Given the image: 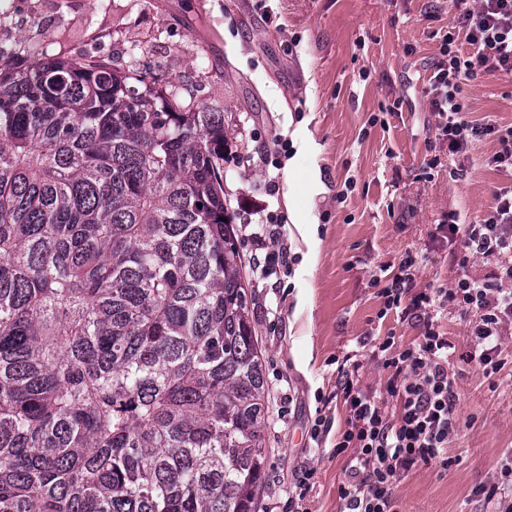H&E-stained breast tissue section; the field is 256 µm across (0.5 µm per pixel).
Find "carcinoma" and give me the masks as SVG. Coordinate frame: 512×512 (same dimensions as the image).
Returning a JSON list of instances; mask_svg holds the SVG:
<instances>
[{"instance_id":"cac0c4a2","label":"carcinoma","mask_w":512,"mask_h":512,"mask_svg":"<svg viewBox=\"0 0 512 512\" xmlns=\"http://www.w3.org/2000/svg\"><path fill=\"white\" fill-rule=\"evenodd\" d=\"M22 52L0 53V512H258L224 112Z\"/></svg>"}]
</instances>
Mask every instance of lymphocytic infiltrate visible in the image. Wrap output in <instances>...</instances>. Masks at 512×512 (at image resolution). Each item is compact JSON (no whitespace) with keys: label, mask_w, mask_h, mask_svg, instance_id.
Listing matches in <instances>:
<instances>
[{"label":"lymphocytic infiltrate","mask_w":512,"mask_h":512,"mask_svg":"<svg viewBox=\"0 0 512 512\" xmlns=\"http://www.w3.org/2000/svg\"><path fill=\"white\" fill-rule=\"evenodd\" d=\"M454 6L422 93L441 119L437 136L449 155L466 154L476 142L492 140L496 148L486 164L502 181L479 223H464L454 211L448 214V241L456 245L454 260L463 270L453 287L412 292L422 258L409 253L381 290L386 307L416 322L421 336L399 351L388 338L373 349L393 370L387 391L398 400L396 416H388L380 400L355 388L351 379L341 385L349 412L335 445L337 454L348 457L338 487L342 512H399L395 489L406 472L431 463L445 470L454 463L447 447L460 427L459 396L448 375L453 345L438 328V314L454 308L470 316L471 345L464 358L488 377L501 370L503 343L512 337V125L469 119L464 104L467 81L512 75V0H454ZM266 222L268 236L258 241L260 254L253 259L259 282L276 271L292 273L279 244L278 215L267 214ZM480 258L490 271L467 274L468 265ZM472 494L490 512H512V455L499 462L492 482Z\"/></svg>","instance_id":"lymphocytic-infiltrate-1"}]
</instances>
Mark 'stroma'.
Wrapping results in <instances>:
<instances>
[{
    "instance_id": "stroma-1",
    "label": "stroma",
    "mask_w": 512,
    "mask_h": 512,
    "mask_svg": "<svg viewBox=\"0 0 512 512\" xmlns=\"http://www.w3.org/2000/svg\"><path fill=\"white\" fill-rule=\"evenodd\" d=\"M453 13V0H0V45L22 43L32 60L94 54L146 84H174L179 104L222 109L234 224L261 231L262 201L282 219L293 274L269 276L249 303L270 394L262 512H291L296 495L303 512H340L347 457L332 450L348 418L340 369L357 362L355 387L395 415L386 391L393 371L368 346L390 336L408 348L421 334L384 312L371 281L417 252L425 260L416 290L450 287L460 270L436 227L452 211L478 223L501 181L484 163L491 141L449 156L422 93ZM464 95L470 119L512 123V76L475 78ZM392 106L385 125L370 126ZM280 137L292 156L265 168L260 156ZM434 157L440 166L428 168ZM438 323L456 347L448 373L461 425L447 447L455 463L407 472L396 496L401 512H482L473 489L512 454V360L485 377L461 358L468 318L450 309ZM320 416L327 432L316 442ZM307 470L313 476L297 490Z\"/></svg>"
}]
</instances>
